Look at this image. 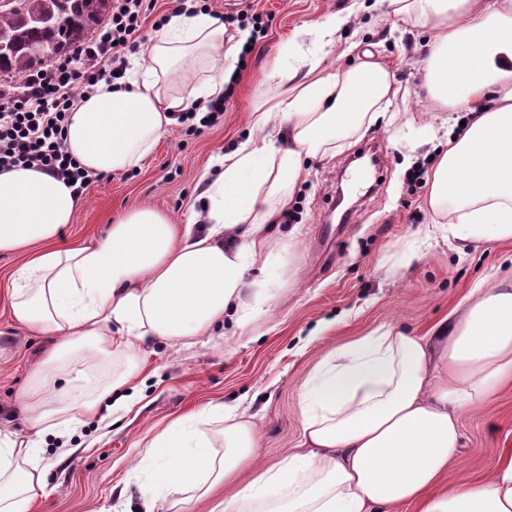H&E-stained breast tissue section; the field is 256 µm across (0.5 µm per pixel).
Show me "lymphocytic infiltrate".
I'll list each match as a JSON object with an SVG mask.
<instances>
[{"instance_id":"lymphocytic-infiltrate-1","label":"lymphocytic infiltrate","mask_w":512,"mask_h":512,"mask_svg":"<svg viewBox=\"0 0 512 512\" xmlns=\"http://www.w3.org/2000/svg\"><path fill=\"white\" fill-rule=\"evenodd\" d=\"M150 0H112L109 20L57 60L26 72L22 87L0 80V168L38 167L85 193L95 180L62 149L64 128L78 95L100 81L123 78L134 35Z\"/></svg>"}]
</instances>
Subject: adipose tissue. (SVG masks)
Segmentation results:
<instances>
[{"label":"adipose tissue","mask_w":512,"mask_h":512,"mask_svg":"<svg viewBox=\"0 0 512 512\" xmlns=\"http://www.w3.org/2000/svg\"><path fill=\"white\" fill-rule=\"evenodd\" d=\"M389 7L436 31L423 70L449 117L431 209L455 239L512 242V0H389ZM248 35L190 0L133 61L126 88L103 81L77 98L65 151L97 174L139 167L172 113L223 96ZM272 78L258 121L285 124L287 137L251 136L218 159L184 228L133 208L104 239L63 245L61 232L82 204L73 187L36 167L0 170V252L24 255L10 278L13 318L18 329L54 340L20 397L30 437L0 429V512H28L46 496L40 438L131 409L143 343L204 346L225 314L244 324L268 311L265 271L294 256L273 247L269 226L291 199L304 158L343 150L397 95L374 60L349 71L316 60L302 73L283 57ZM102 365L112 369L108 378L96 373ZM510 380L512 284L488 280L435 338L380 328L329 353L305 383L303 452L256 469L238 500L247 512H393L405 504L512 512L511 453L481 480L450 475L461 412L487 410L489 387ZM204 418L221 423L223 452L192 414L145 444L137 464L151 471L149 510L161 500L167 512H186L251 458L255 422L227 405Z\"/></svg>","instance_id":"adipose-tissue-1"}]
</instances>
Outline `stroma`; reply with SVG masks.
<instances>
[{
    "mask_svg": "<svg viewBox=\"0 0 512 512\" xmlns=\"http://www.w3.org/2000/svg\"><path fill=\"white\" fill-rule=\"evenodd\" d=\"M366 10H359V3ZM223 16L245 7L261 13L266 34L239 68L223 121L188 132L171 125L153 152L134 169L102 175L84 197L67 244L103 238L127 210L152 208L174 224H185L211 161L235 150L248 136L281 139L284 128L255 127V105L270 83L268 74L289 42L313 46L316 27L328 16L346 17L324 65L349 70L361 52L374 54L393 76L396 101L336 156L306 160L289 203L294 222L276 221L274 240L295 243L291 266L270 269L275 298L269 311L245 325L225 318L212 328L214 340L190 349L152 342L147 380L132 410L101 427L89 420L67 437L45 435L43 456L48 497L33 512H141L148 470H134L139 445L150 430L216 404H239L258 425L253 457L224 484L197 500L192 512H212L233 502L256 466L270 467L302 448L301 393L309 375L336 346L392 326L414 336L435 335L485 279L512 283V242H463L437 236L405 269L397 258L435 222L429 206L438 152L423 129L440 124L446 112L429 98L421 60L434 29L393 16L388 0H206ZM387 150L382 181L358 195L347 223H338L336 187L361 149ZM424 167L426 178L410 172ZM337 224L331 243L320 227ZM16 253H0V427L30 433L19 407L30 372L41 361L47 337L18 330L7 295L8 277L21 264ZM490 414L460 417L462 446L450 470L477 480L504 448L512 449V384L491 399Z\"/></svg>",
    "mask_w": 512,
    "mask_h": 512,
    "instance_id": "obj_1",
    "label": "stroma"
}]
</instances>
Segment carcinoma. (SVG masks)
<instances>
[{
	"label": "carcinoma",
	"instance_id": "carcinoma-1",
	"mask_svg": "<svg viewBox=\"0 0 512 512\" xmlns=\"http://www.w3.org/2000/svg\"><path fill=\"white\" fill-rule=\"evenodd\" d=\"M112 12V0H17L0 12V38L12 41L0 59V74L19 77L49 59L53 44L61 50L88 39Z\"/></svg>",
	"mask_w": 512,
	"mask_h": 512
}]
</instances>
